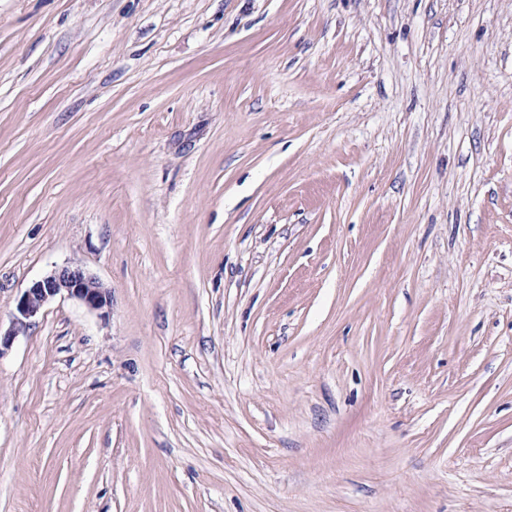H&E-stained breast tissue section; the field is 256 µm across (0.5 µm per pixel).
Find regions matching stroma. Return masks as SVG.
<instances>
[{"instance_id":"obj_1","label":"stroma","mask_w":512,"mask_h":512,"mask_svg":"<svg viewBox=\"0 0 512 512\" xmlns=\"http://www.w3.org/2000/svg\"><path fill=\"white\" fill-rule=\"evenodd\" d=\"M0 512H512V0H0ZM62 295L79 300L103 318L112 310L111 291L95 277L76 264L56 266L32 281L16 298L13 328L3 337L0 330V353L11 346L19 332L32 325L47 303Z\"/></svg>"}]
</instances>
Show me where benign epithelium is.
<instances>
[{
  "label": "benign epithelium",
  "mask_w": 512,
  "mask_h": 512,
  "mask_svg": "<svg viewBox=\"0 0 512 512\" xmlns=\"http://www.w3.org/2000/svg\"><path fill=\"white\" fill-rule=\"evenodd\" d=\"M67 295L79 300L87 309L106 318L112 310V293L76 264L56 266L43 277L32 281L16 298L13 328L0 336V355L9 348L19 332L32 325L47 303Z\"/></svg>",
  "instance_id": "obj_1"
}]
</instances>
